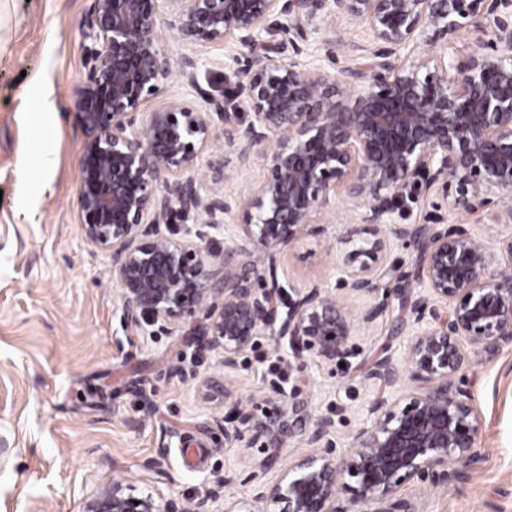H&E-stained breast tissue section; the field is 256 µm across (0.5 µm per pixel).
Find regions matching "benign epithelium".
I'll list each match as a JSON object with an SVG mask.
<instances>
[{
    "label": "benign epithelium",
    "instance_id": "benign-epithelium-1",
    "mask_svg": "<svg viewBox=\"0 0 512 512\" xmlns=\"http://www.w3.org/2000/svg\"><path fill=\"white\" fill-rule=\"evenodd\" d=\"M321 13L363 28L376 49L337 75L285 61L287 45L302 54ZM162 25L182 40L229 47L231 93L212 106L239 170L263 161L257 188L226 194L195 177L218 138L210 112L185 100L141 112L169 70ZM470 27L493 36L490 51L460 61L437 44ZM427 31L432 49L403 55ZM85 38L83 87L70 104L84 133L85 239L112 259L126 322L152 334L192 324L226 374L262 336L286 342L297 361L347 353L354 325L336 296L312 286L286 298L278 274L281 255L339 189L359 212L340 238V280L367 295L379 289L382 226L408 190L433 188L453 211L512 198V0H93ZM175 65L195 82L194 56ZM189 217L194 224L172 228ZM414 243L427 295L412 302L406 360L386 355L365 372L384 388L409 385L369 401L350 453L336 455L333 420L306 414L301 387L274 386L247 409L208 377L205 389L228 407L213 417L224 441L257 450L263 466L297 435L310 452L249 500L228 493L230 474L187 503L115 482L84 512H415L398 488L439 485L475 447L470 394L453 387L469 364L458 341L487 352L512 345V236L494 253L463 228L418 232ZM237 244L250 246L247 274L230 267Z\"/></svg>",
    "mask_w": 512,
    "mask_h": 512
}]
</instances>
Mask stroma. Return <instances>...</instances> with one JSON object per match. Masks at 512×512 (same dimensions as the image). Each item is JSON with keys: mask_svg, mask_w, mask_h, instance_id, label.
<instances>
[{"mask_svg": "<svg viewBox=\"0 0 512 512\" xmlns=\"http://www.w3.org/2000/svg\"><path fill=\"white\" fill-rule=\"evenodd\" d=\"M90 4L8 0L9 21L0 28V512H83L117 481L138 495L189 501L227 472L237 477L231 493L245 499L253 481H277L306 449L295 443L256 470L247 450L229 446L213 424L216 404L203 377L227 376L245 401L306 380L311 413L331 415L337 454L350 452L365 404L382 392L365 379L364 366L384 347L396 358L406 356L410 332L400 327L402 301L423 292L417 249L409 239L391 240L376 294L344 288L337 238L353 215L340 192L331 210L315 216L313 232L283 254L284 281L332 291L357 318L340 364L296 361L263 337L228 375L212 352L196 346L190 326L151 336L126 325L111 262L85 241L79 205L83 133L70 102L86 71ZM161 38L169 59L196 57V81L170 73L141 112L175 99L205 110L210 100L222 99L223 46L187 44L166 31ZM365 42L360 29L321 15L301 61L342 67L352 59L345 44ZM46 101L55 104L54 114L41 112ZM45 153L54 160L47 172L40 167ZM219 168L229 176L228 193L264 179L259 163L239 171L235 152L221 139L197 175L209 180ZM435 200L416 191L385 232L461 227L490 248L512 234V223H490L488 211L451 212ZM372 309L376 317L363 322ZM468 356L454 384L469 392L480 420L474 454L450 468L439 487L402 486L397 495L415 512H512V348L472 349Z\"/></svg>", "mask_w": 512, "mask_h": 512, "instance_id": "obj_1", "label": "stroma"}]
</instances>
